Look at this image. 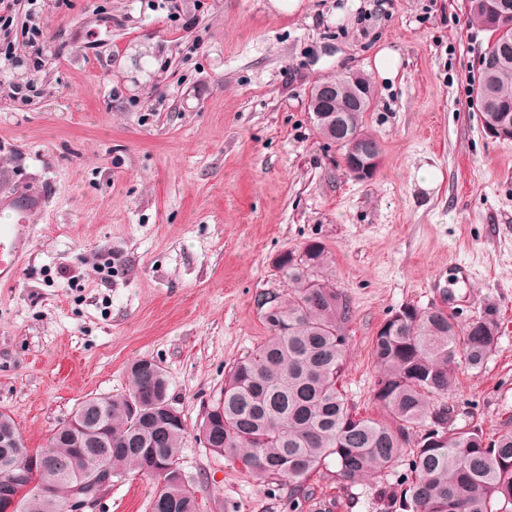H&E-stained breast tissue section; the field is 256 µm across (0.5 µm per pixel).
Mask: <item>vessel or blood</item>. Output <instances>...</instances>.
Segmentation results:
<instances>
[{
    "mask_svg": "<svg viewBox=\"0 0 512 512\" xmlns=\"http://www.w3.org/2000/svg\"><path fill=\"white\" fill-rule=\"evenodd\" d=\"M12 216L11 222L0 225V282L12 281L18 272L20 258L29 241L34 218L44 208L42 196L18 192L5 203Z\"/></svg>",
    "mask_w": 512,
    "mask_h": 512,
    "instance_id": "b4317fda",
    "label": "vessel or blood"
}]
</instances>
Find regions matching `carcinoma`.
I'll list each match as a JSON object with an SVG mask.
<instances>
[{
	"mask_svg": "<svg viewBox=\"0 0 512 512\" xmlns=\"http://www.w3.org/2000/svg\"><path fill=\"white\" fill-rule=\"evenodd\" d=\"M491 32L488 50L507 58L491 72L479 71L476 95L486 97L481 123L512 119V0H484L467 14ZM353 91L337 80L330 111L313 118L319 135L345 149L371 140L377 159L382 147L364 128L373 99L356 108ZM332 257L320 241L281 254L277 266L288 287L266 323L272 333L224 376L219 397L198 431H206L211 451L240 461L259 482L285 481L300 493L309 481L334 467L338 484L376 478L404 458L414 478L401 492L378 488L384 512H506L512 505V430L492 436L477 425L451 422L448 394L460 370H481L496 349V309L483 311L485 334L459 327L452 314L405 305L383 323L371 355L379 376L374 398L383 418L355 412L342 381L348 355L347 326L352 309L336 287ZM168 380L149 359L132 363L127 390L90 397L80 405L92 415L76 426L57 428L42 448L23 442L0 447V476L27 466L33 486L21 493L17 512H64L65 498L90 480L102 463L111 472L134 470L156 480L150 512H199L186 485L178 456L187 434L185 421H167ZM427 433L416 447L414 433ZM151 457L167 469H145Z\"/></svg>",
	"mask_w": 512,
	"mask_h": 512,
	"instance_id": "cac0c4a2",
	"label": "carcinoma"
}]
</instances>
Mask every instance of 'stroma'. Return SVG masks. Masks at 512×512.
Listing matches in <instances>:
<instances>
[{"label": "stroma", "mask_w": 512, "mask_h": 512, "mask_svg": "<svg viewBox=\"0 0 512 512\" xmlns=\"http://www.w3.org/2000/svg\"><path fill=\"white\" fill-rule=\"evenodd\" d=\"M180 5L36 0L14 17L0 196L32 191L45 206L0 285V413L43 447L149 358L188 427L179 462L200 512H382L377 484L404 487L408 463L352 485L320 474L294 498L197 428L232 363L270 334L262 301L287 293L276 259L317 240L352 309L342 385L359 415H381L371 346L392 312L434 305L465 325L494 306L497 349L448 404L458 426L512 429V141L488 136L472 105L491 34L464 0ZM386 47L401 58L392 78L373 63ZM346 70L374 88L365 128L384 160L369 181L348 174L308 108L314 84ZM153 488L114 475L85 512H150Z\"/></svg>", "instance_id": "stroma-1"}]
</instances>
